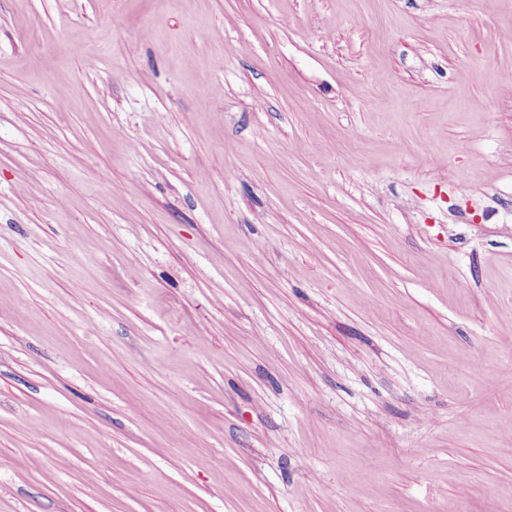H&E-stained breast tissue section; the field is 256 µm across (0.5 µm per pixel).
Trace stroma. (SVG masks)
I'll return each instance as SVG.
<instances>
[{"label":"stroma","instance_id":"35a3bbf8","mask_svg":"<svg viewBox=\"0 0 512 512\" xmlns=\"http://www.w3.org/2000/svg\"><path fill=\"white\" fill-rule=\"evenodd\" d=\"M510 74L512 0H0V512H512Z\"/></svg>","mask_w":512,"mask_h":512}]
</instances>
